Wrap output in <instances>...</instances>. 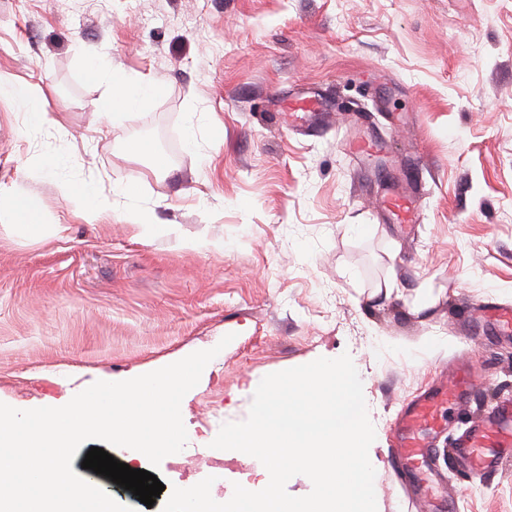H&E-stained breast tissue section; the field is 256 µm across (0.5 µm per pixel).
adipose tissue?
I'll return each instance as SVG.
<instances>
[{"label":"adipose tissue","mask_w":512,"mask_h":512,"mask_svg":"<svg viewBox=\"0 0 512 512\" xmlns=\"http://www.w3.org/2000/svg\"><path fill=\"white\" fill-rule=\"evenodd\" d=\"M85 70L89 79L111 84V95L101 99L97 108L100 112L110 115L116 122L121 121L126 113L138 110L160 91V86L155 81L107 70L102 60L97 58L88 60ZM0 96L10 99L16 105L27 127L40 128L49 124L47 112L33 98L27 83L0 81ZM0 208L4 209L9 223L20 227L24 232L36 233L46 229L40 224L28 196L22 190L9 191L7 196L0 198ZM46 230H49L51 235L58 236L65 232L66 227L54 224Z\"/></svg>","instance_id":"1"}]
</instances>
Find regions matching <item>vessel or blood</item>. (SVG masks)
<instances>
[{
	"instance_id": "1",
	"label": "vessel or blood",
	"mask_w": 512,
	"mask_h": 512,
	"mask_svg": "<svg viewBox=\"0 0 512 512\" xmlns=\"http://www.w3.org/2000/svg\"><path fill=\"white\" fill-rule=\"evenodd\" d=\"M285 109L288 124L298 128L325 121L329 108L316 96L289 97ZM383 204L396 223L414 224L417 202L404 187L386 188ZM482 314L470 321L471 333L482 336L512 334V308L500 307L488 300L481 305ZM482 384L481 375L466 363L453 369L449 380L438 384L420 397L399 416L393 438L398 459V473L416 482L420 498H428L434 486L426 472V461L434 435L446 423V415L470 402ZM453 454L461 460L470 479H479L499 470L512 459V399H501L477 416L467 433L458 441Z\"/></svg>"
}]
</instances>
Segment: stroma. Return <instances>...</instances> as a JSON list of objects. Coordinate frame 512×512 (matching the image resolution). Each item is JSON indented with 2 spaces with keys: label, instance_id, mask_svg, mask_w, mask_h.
<instances>
[{
  "label": "stroma",
  "instance_id": "stroma-1",
  "mask_svg": "<svg viewBox=\"0 0 512 512\" xmlns=\"http://www.w3.org/2000/svg\"><path fill=\"white\" fill-rule=\"evenodd\" d=\"M99 57L161 94L112 122L96 109L109 83L85 76ZM0 78L28 83L52 119L27 127L0 98V186L68 227L0 224V403L60 407L215 347L182 400L188 444L205 448L246 420L264 376L346 353L378 512H426L390 467L393 425L463 356L484 390L436 438L432 469L453 512H512V463L472 483L451 453L512 398V335L470 336L463 320L489 298L512 305V0H0ZM300 89L335 111L320 133L274 109ZM356 112L382 146L361 165L345 145ZM390 157L418 200L411 234L377 204ZM73 182L96 188L94 223L63 195ZM131 213L173 231L142 242ZM215 238L223 253L181 246ZM421 288L432 304L417 312ZM424 340L437 348L409 353Z\"/></svg>",
  "mask_w": 512,
  "mask_h": 512
}]
</instances>
